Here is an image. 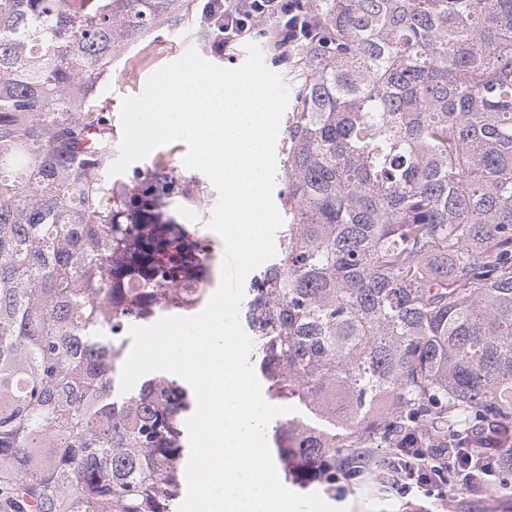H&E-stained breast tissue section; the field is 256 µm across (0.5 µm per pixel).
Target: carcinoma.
Here are the masks:
<instances>
[{"mask_svg": "<svg viewBox=\"0 0 512 512\" xmlns=\"http://www.w3.org/2000/svg\"><path fill=\"white\" fill-rule=\"evenodd\" d=\"M189 0H0V512H175L192 389L123 393L126 329L202 302L213 255L130 183L99 83ZM280 252L254 366L305 484L379 439L512 424V0H296ZM56 453L35 454L43 440Z\"/></svg>", "mask_w": 512, "mask_h": 512, "instance_id": "cac0c4a2", "label": "carcinoma"}]
</instances>
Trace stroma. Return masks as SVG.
<instances>
[{
  "label": "stroma",
  "instance_id": "1",
  "mask_svg": "<svg viewBox=\"0 0 512 512\" xmlns=\"http://www.w3.org/2000/svg\"><path fill=\"white\" fill-rule=\"evenodd\" d=\"M205 2L192 0L191 8L181 15L176 26L150 33L130 44L116 59L111 76L100 85L101 102L106 107L113 144H120L122 139L120 110L123 99L140 95L155 71L180 59L188 49H196L202 57L222 67L237 68L244 63L246 44L240 42L225 49L216 47L202 15ZM283 28L284 20L280 17L260 23L249 42L259 47L266 67L279 74L288 85L293 81L294 69L287 48L281 45ZM186 151V145L181 142L158 147L146 158L133 162L130 170L119 174L118 179L130 181L134 171L157 164L189 186L192 201L175 197L169 213L178 223L196 227L201 242L213 252L215 260L209 288L214 291L221 282L224 258V243L209 227L218 192L207 176L184 166ZM361 456L360 475L350 483L344 497H336L317 483L309 485V492L321 494L340 512H512L511 469L488 477L480 485H456L443 498L422 495L404 498L391 487L393 449L365 448Z\"/></svg>",
  "mask_w": 512,
  "mask_h": 512
}]
</instances>
